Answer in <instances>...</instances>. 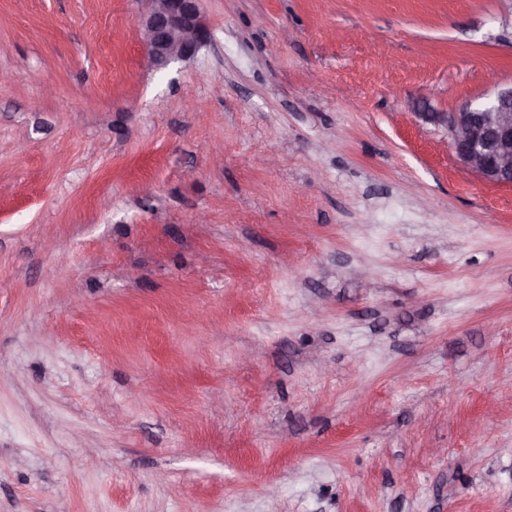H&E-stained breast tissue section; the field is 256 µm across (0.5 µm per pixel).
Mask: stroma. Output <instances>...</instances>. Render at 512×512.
Here are the masks:
<instances>
[{
	"label": "stroma",
	"instance_id": "1",
	"mask_svg": "<svg viewBox=\"0 0 512 512\" xmlns=\"http://www.w3.org/2000/svg\"><path fill=\"white\" fill-rule=\"evenodd\" d=\"M0 0V512H512V0ZM137 26L143 47L142 63L160 70L193 57L209 39L201 0H146ZM429 120L448 126L460 161L491 184H512V87L498 89L458 112H429Z\"/></svg>",
	"mask_w": 512,
	"mask_h": 512
}]
</instances>
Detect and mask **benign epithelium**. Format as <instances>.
Returning a JSON list of instances; mask_svg holds the SVG:
<instances>
[{"mask_svg":"<svg viewBox=\"0 0 512 512\" xmlns=\"http://www.w3.org/2000/svg\"><path fill=\"white\" fill-rule=\"evenodd\" d=\"M137 26L142 63L160 70L195 55L209 39L201 0H146ZM448 126L460 161L491 184H512V87L501 88L476 105L452 114L426 112Z\"/></svg>","mask_w":512,"mask_h":512,"instance_id":"benign-epithelium-1","label":"benign epithelium"}]
</instances>
